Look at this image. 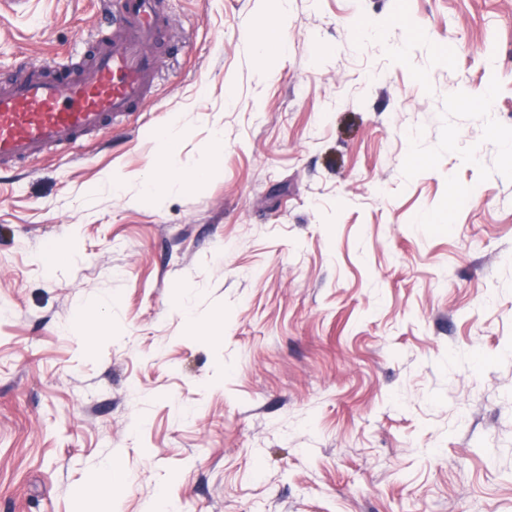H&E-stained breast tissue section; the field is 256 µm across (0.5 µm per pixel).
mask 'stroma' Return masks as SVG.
<instances>
[{
	"mask_svg": "<svg viewBox=\"0 0 512 512\" xmlns=\"http://www.w3.org/2000/svg\"><path fill=\"white\" fill-rule=\"evenodd\" d=\"M114 2L0 0V78ZM161 5L141 114L0 171V512H512V0ZM279 33L280 17L277 14H272L261 27L250 32L249 38L258 50H263L278 40ZM157 175L149 176L146 180V190L149 192H169L172 188L181 187L187 182H198L205 178L207 168L192 170L175 169L168 165L165 169L158 168ZM115 475V463L112 462V459H109L106 464L99 468L97 479L85 488L83 494L91 498H107L111 501L112 479Z\"/></svg>",
	"mask_w": 512,
	"mask_h": 512,
	"instance_id": "stroma-1",
	"label": "stroma"
}]
</instances>
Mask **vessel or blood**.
Wrapping results in <instances>:
<instances>
[{
  "label": "vessel or blood",
  "instance_id": "1",
  "mask_svg": "<svg viewBox=\"0 0 512 512\" xmlns=\"http://www.w3.org/2000/svg\"><path fill=\"white\" fill-rule=\"evenodd\" d=\"M119 3V35L93 40L84 64L31 66L0 79V170L26 167L143 110L155 80L152 50L168 23L158 0Z\"/></svg>",
  "mask_w": 512,
  "mask_h": 512
}]
</instances>
